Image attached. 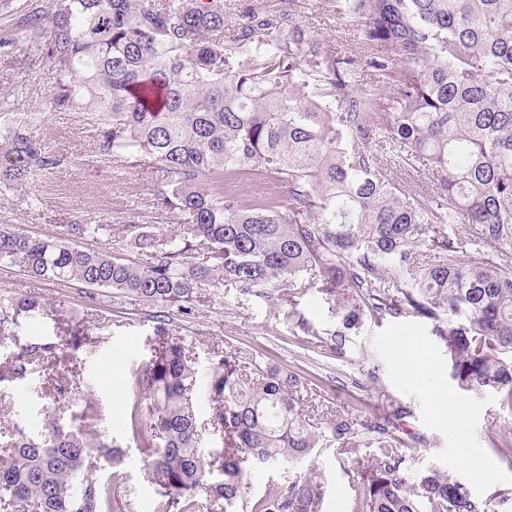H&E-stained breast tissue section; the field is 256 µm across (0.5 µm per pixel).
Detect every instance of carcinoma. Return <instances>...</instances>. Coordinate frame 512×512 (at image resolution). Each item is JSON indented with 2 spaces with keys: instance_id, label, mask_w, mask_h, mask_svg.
Listing matches in <instances>:
<instances>
[{
  "instance_id": "cac0c4a2",
  "label": "carcinoma",
  "mask_w": 512,
  "mask_h": 512,
  "mask_svg": "<svg viewBox=\"0 0 512 512\" xmlns=\"http://www.w3.org/2000/svg\"><path fill=\"white\" fill-rule=\"evenodd\" d=\"M44 2L14 7L28 55L54 79L38 107L0 124V193L63 162L39 134V113L81 112L99 158L154 165L156 206L185 223L160 233L77 213L48 237L0 228V263L72 286L95 312L101 289L156 309L159 342L131 374L129 423L149 449L158 512H197L200 493L231 508L246 461L291 463L318 448L369 450L353 475L356 512H493L492 499L441 469L407 472L417 437L403 434L411 410L399 401L387 398L381 414L313 418L300 403L313 383L241 349L211 359V425L224 442L204 451L193 353L166 325L192 314L217 279L242 294L280 290L290 333L342 362L364 318H426L457 389L492 393L511 416L512 256L474 257L448 229L473 224L487 245L512 247V0H336L359 22L369 49L360 61L285 16L251 11L230 25L224 0ZM16 54V41L0 40L1 64ZM361 65L382 75L381 92H351ZM411 160L427 180L420 192L396 177ZM116 230L144 261L76 245ZM309 288L336 323L316 326L294 309ZM51 317L62 323L39 296H0V340L14 346L0 382L37 374L53 404L40 429L10 420L0 431V512H125L122 451L99 432L75 375L54 369L60 343L19 337ZM89 331L68 323L63 342L93 348ZM81 397L84 410L64 417ZM102 462L115 468L106 482L95 477ZM323 497L311 471L251 512H322Z\"/></svg>"
}]
</instances>
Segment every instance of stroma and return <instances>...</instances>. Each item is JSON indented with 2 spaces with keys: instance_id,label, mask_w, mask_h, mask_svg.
<instances>
[{
  "instance_id": "obj_1",
  "label": "stroma",
  "mask_w": 512,
  "mask_h": 512,
  "mask_svg": "<svg viewBox=\"0 0 512 512\" xmlns=\"http://www.w3.org/2000/svg\"><path fill=\"white\" fill-rule=\"evenodd\" d=\"M254 10L290 17L318 34L324 48L339 55L358 59L365 54L356 20L339 14L336 0H224L228 21H238ZM53 76L46 63L26 77L14 68L0 66V89L14 90L9 101L11 112L24 113L38 106L40 94ZM40 133L60 154L85 156L90 163L65 165L53 173L36 175L21 190L0 196V225L52 236L73 214L83 213L117 221L136 216L155 231L176 227V218H162L154 207L162 187L159 171L147 163L131 168L123 162L97 159V134L81 113L44 112ZM30 198L35 199V206H27ZM1 292L57 300L64 306L65 320L87 318L75 290L31 279L14 267L0 266ZM276 297L270 288L242 296L228 285L210 287L194 315L176 317L170 332L192 346L203 376L208 373L213 349L231 344L259 360L314 374L318 379L316 402L332 410L375 409L378 391H385L409 407L407 423L423 440L412 452L410 472L439 468L472 495L486 498L502 493L509 502L495 512H512V465L506 462L512 447L497 450L488 442L490 433L503 425L508 415L493 394H458L431 320L365 319L359 333L351 338L350 361L342 363L322 357L291 335L286 314L277 311ZM152 311L151 305L133 295L113 299L106 319L97 321L92 330L99 338L95 352L67 346L57 359L58 370H77L82 391L97 403L101 433L122 448L121 495L130 512L156 510L154 487L146 474V450L125 426L135 399L130 374L151 356ZM371 379L376 382L372 390L366 387ZM450 398L460 411L446 417L440 408ZM47 405L38 376L0 383V409L10 419L37 423ZM353 467L350 457L331 449L295 464H248L247 484L232 512H249L253 502L312 470L319 473L324 490L322 512H354Z\"/></svg>"
}]
</instances>
